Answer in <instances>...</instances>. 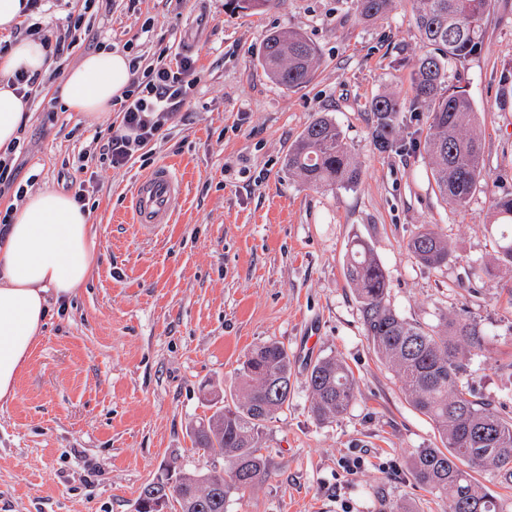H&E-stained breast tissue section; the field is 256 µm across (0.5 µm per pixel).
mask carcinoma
I'll list each match as a JSON object with an SVG mask.
<instances>
[{
    "instance_id": "1",
    "label": "carcinoma",
    "mask_w": 512,
    "mask_h": 512,
    "mask_svg": "<svg viewBox=\"0 0 512 512\" xmlns=\"http://www.w3.org/2000/svg\"><path fill=\"white\" fill-rule=\"evenodd\" d=\"M393 0H355L357 15L372 20L385 15ZM416 27L427 51L414 64V103L428 112L422 143L440 195L465 207L484 178L485 144L476 113L458 84L448 83L447 65L462 64L482 51L483 20L490 0H412ZM232 10L267 11L276 0H229ZM257 60L275 83L295 89L309 84L319 51L305 35L286 29L269 31ZM404 103L394 96L371 101V141L381 152L399 148ZM288 172L308 188L326 190L355 186L361 165L336 122L317 116L300 133L285 159ZM493 223L511 228L497 240L498 266L512 275V192L493 199ZM421 264L448 263V241L422 226L408 242ZM345 276L360 305L364 335L374 353L400 379L408 403L435 424L440 445L420 448L411 459L417 487L448 501V512H506L503 500L482 490L472 472L497 470L512 487V418L493 402L459 386L467 357L487 349L489 334L463 313L446 315L436 327L410 321L387 301L389 280L373 249L363 240L351 242ZM288 350L268 341L246 352L235 370L231 401L217 407L193 429L196 448L224 457L225 469L209 481L179 470L177 485L159 478L139 497L151 504L166 499L173 512H226L265 476L266 460L259 438L267 424L288 405L291 393ZM310 412L320 422L341 417L356 397L352 372L341 360H318L308 376Z\"/></svg>"
}]
</instances>
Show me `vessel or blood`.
I'll return each instance as SVG.
<instances>
[{"mask_svg":"<svg viewBox=\"0 0 512 512\" xmlns=\"http://www.w3.org/2000/svg\"><path fill=\"white\" fill-rule=\"evenodd\" d=\"M181 195V180L169 165L161 164L140 177L130 195L132 221L142 234L158 233L171 223Z\"/></svg>","mask_w":512,"mask_h":512,"instance_id":"1","label":"vessel or blood"}]
</instances>
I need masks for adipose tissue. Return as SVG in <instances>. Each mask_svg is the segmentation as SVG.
I'll return each mask as SVG.
<instances>
[{
  "label": "adipose tissue",
  "instance_id": "obj_1",
  "mask_svg": "<svg viewBox=\"0 0 512 512\" xmlns=\"http://www.w3.org/2000/svg\"><path fill=\"white\" fill-rule=\"evenodd\" d=\"M46 66V50L37 38L18 39L0 54V149L16 140L29 109L12 86L15 73ZM130 80L129 57L104 49L69 68L54 92L66 111L104 116ZM96 258L89 214L72 196L44 188L11 210L0 240V404L15 399L44 324L84 285Z\"/></svg>",
  "mask_w": 512,
  "mask_h": 512
}]
</instances>
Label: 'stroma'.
Returning <instances> with one entry per match:
<instances>
[{
    "label": "stroma",
    "instance_id": "1",
    "mask_svg": "<svg viewBox=\"0 0 512 512\" xmlns=\"http://www.w3.org/2000/svg\"><path fill=\"white\" fill-rule=\"evenodd\" d=\"M70 16L138 58L135 78L182 53L197 71L146 160L99 166L87 185L98 259L44 327L16 399L0 408V512H131L164 466L224 469L223 457L193 450L191 428L210 416L208 396L229 388L244 353L269 340L288 350L291 395L260 440L265 478L227 512H390L398 501L446 512L410 470L415 449L438 446L435 425L370 347L344 268L351 241L366 240L403 317L431 327L463 311L484 327L491 343L470 357L460 383L512 416V297L490 222L494 195L512 191V96L499 86L512 71V0H490L482 52L448 66L485 143L484 186L463 208L439 195L423 152L371 144L372 99L412 100L425 46L411 0L368 22L353 0H278L250 15L226 0H47L29 21L56 38ZM275 28L317 45L320 63L305 87L284 88L258 64ZM88 52L76 43L32 88L27 146L16 159L35 189L68 192L81 153L121 122L116 111H65L53 93ZM324 113L361 164L353 188L310 189L283 165ZM170 162L183 179L174 222L141 235L127 215L130 192ZM424 225L447 238V265L430 268L409 253ZM325 357L346 363L356 381L354 402L331 423L309 409L308 375Z\"/></svg>",
    "mask_w": 512,
    "mask_h": 512
}]
</instances>
